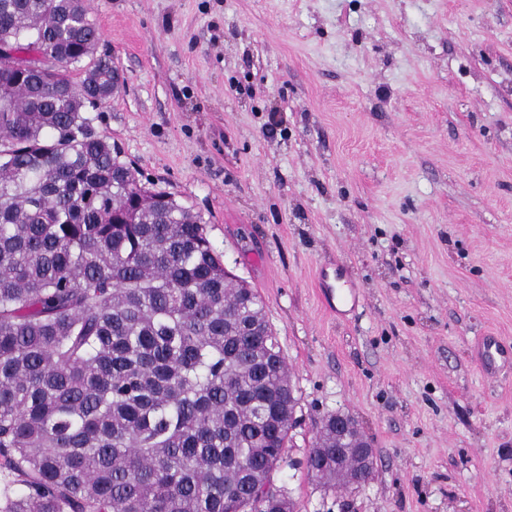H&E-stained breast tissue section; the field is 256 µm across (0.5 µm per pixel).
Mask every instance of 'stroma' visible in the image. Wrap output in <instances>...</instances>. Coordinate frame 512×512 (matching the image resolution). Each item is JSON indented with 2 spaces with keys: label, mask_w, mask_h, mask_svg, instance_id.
Wrapping results in <instances>:
<instances>
[{
  "label": "stroma",
  "mask_w": 512,
  "mask_h": 512,
  "mask_svg": "<svg viewBox=\"0 0 512 512\" xmlns=\"http://www.w3.org/2000/svg\"><path fill=\"white\" fill-rule=\"evenodd\" d=\"M123 85L89 109L256 288L297 424L295 512H512V0H89ZM343 263L359 300L322 302ZM351 415L363 485L306 458Z\"/></svg>",
  "instance_id": "stroma-1"
}]
</instances>
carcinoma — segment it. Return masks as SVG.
<instances>
[{
  "label": "carcinoma",
  "instance_id": "cac0c4a2",
  "mask_svg": "<svg viewBox=\"0 0 512 512\" xmlns=\"http://www.w3.org/2000/svg\"><path fill=\"white\" fill-rule=\"evenodd\" d=\"M99 37L85 0H0V512H288L256 484L288 447L286 357L203 218L92 130L121 85Z\"/></svg>",
  "mask_w": 512,
  "mask_h": 512
}]
</instances>
